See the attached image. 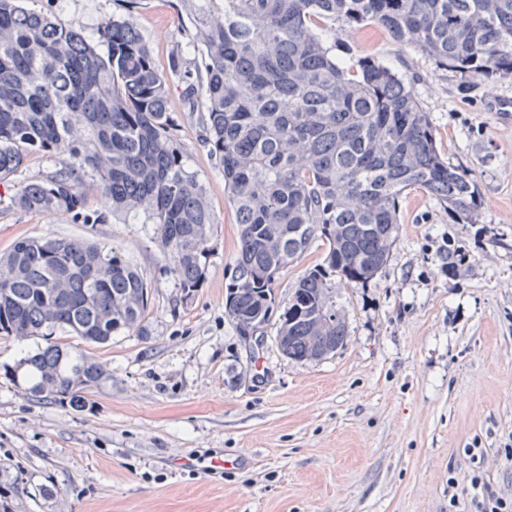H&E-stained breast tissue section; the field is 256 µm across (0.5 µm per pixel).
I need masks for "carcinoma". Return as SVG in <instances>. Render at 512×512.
Segmentation results:
<instances>
[{"instance_id": "carcinoma-1", "label": "carcinoma", "mask_w": 512, "mask_h": 512, "mask_svg": "<svg viewBox=\"0 0 512 512\" xmlns=\"http://www.w3.org/2000/svg\"><path fill=\"white\" fill-rule=\"evenodd\" d=\"M203 35L191 71L173 62L183 101L204 114V146L224 172L238 251L224 313L245 333L271 319L281 271L321 243L279 315L277 343L296 361L335 352L347 335L336 281L365 284L388 261L400 199L421 188L457 224L476 223L470 172L445 158L430 113L373 57L336 58L338 34L371 25L464 77L512 78V0H181ZM168 80L130 19L97 39L47 13L0 0V183L37 151L63 158L11 205L85 223L83 177L104 207L143 210L183 298L205 282L215 216L172 134ZM146 277L120 251L27 237L0 258V335L71 336L88 346L143 332ZM31 395L92 407L111 375L91 356L50 343L26 356Z\"/></svg>"}]
</instances>
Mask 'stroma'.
Instances as JSON below:
<instances>
[{
	"instance_id": "1",
	"label": "stroma",
	"mask_w": 512,
	"mask_h": 512,
	"mask_svg": "<svg viewBox=\"0 0 512 512\" xmlns=\"http://www.w3.org/2000/svg\"><path fill=\"white\" fill-rule=\"evenodd\" d=\"M62 26L95 35L109 18L138 26L169 77L174 135L217 220L205 283L183 299L145 215L85 224L11 206L20 184L54 173L32 155L0 184V256L24 237L120 250L151 285L146 332L86 352L110 381L90 410L33 397L10 371L38 340L0 335V505L7 512H474L470 479L512 498V79L438 67L379 29L344 33L412 85L438 144L472 173L482 207L457 224L427 193L405 192L386 265L336 285L341 347L285 357L276 323L262 346L224 315L237 225L224 173L202 142L172 62L199 61L202 37L179 0H39ZM479 449L473 459L471 449ZM235 466L209 473L211 459Z\"/></svg>"
}]
</instances>
